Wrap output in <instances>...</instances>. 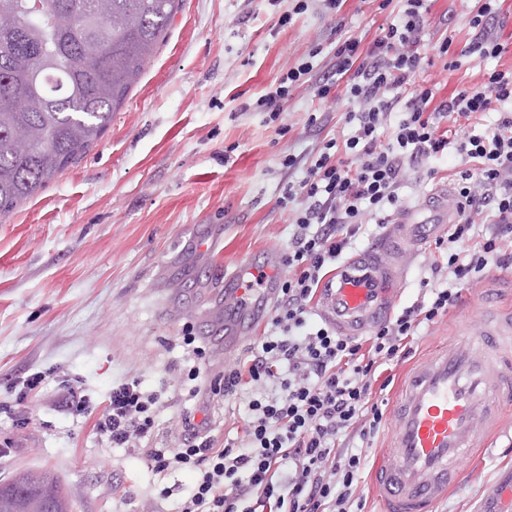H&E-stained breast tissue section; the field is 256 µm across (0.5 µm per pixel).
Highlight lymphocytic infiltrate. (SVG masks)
Returning <instances> with one entry per match:
<instances>
[{
    "instance_id": "1",
    "label": "lymphocytic infiltrate",
    "mask_w": 512,
    "mask_h": 512,
    "mask_svg": "<svg viewBox=\"0 0 512 512\" xmlns=\"http://www.w3.org/2000/svg\"><path fill=\"white\" fill-rule=\"evenodd\" d=\"M396 23L361 49L357 39L338 44L333 64L351 105L353 125L344 141L316 144L307 157L282 156V168L304 167L286 183L277 207L291 209L293 234L270 308V327L250 345L251 357L225 369L210 384L191 367L188 400L177 447L152 444L163 393L140 378L124 377L106 392L94 423L96 437L115 448L147 443L157 470L194 475L179 512H352L366 465L362 444L378 434L384 412L373 402L378 369L404 360L414 336L448 315L463 288L497 270L512 268V63L501 62L499 19L504 0H483L468 25L474 38L461 56L496 58L482 83L443 98L423 74L433 58H447L450 41L427 38L429 0H399ZM435 55H422L423 46ZM312 59L279 77L260 102L280 112L293 88L312 83L316 98L332 89L312 82ZM396 123H389L391 114ZM455 149L463 158L451 186L460 214L436 245L444 261L425 268V299L414 301L352 338L311 319L312 302L326 276L346 258L367 220L389 223L405 203L408 166ZM251 391L245 444L216 447L204 394L235 398Z\"/></svg>"
}]
</instances>
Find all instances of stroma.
Instances as JSON below:
<instances>
[{
    "label": "stroma",
    "mask_w": 512,
    "mask_h": 512,
    "mask_svg": "<svg viewBox=\"0 0 512 512\" xmlns=\"http://www.w3.org/2000/svg\"><path fill=\"white\" fill-rule=\"evenodd\" d=\"M183 0L167 38L139 84L88 153L37 195L0 217V399L28 418L20 427L0 414V481L27 468L55 473L74 503L73 512H177L193 483L186 470L154 473L139 448L98 443L95 418L73 412L66 383L81 386L92 403L113 380L141 378L165 387L156 418L159 441L175 443L185 409L189 367L177 338L192 328L210 339L200 364L204 380L234 365L217 336L214 311L224 307L222 273L242 262L263 263L283 254L291 233L288 213L276 200L285 180L303 170H281L278 158L305 154L320 141L341 136L349 103L342 87L327 99L309 85L294 89L277 120L255 102L280 75L318 50L313 78H330L338 41L370 45L381 24L396 20L397 0L378 9L375 0H345L337 14L307 0ZM481 0H432L431 41L449 40V60L473 36L467 22ZM459 68L435 62L426 75L448 94L482 81L494 60L469 58ZM321 122L308 126L309 113ZM456 151L416 164L418 184L406 192L407 211L429 214L446 180L430 170L460 165ZM218 237L220 261L195 252L197 240ZM405 269L397 307L421 289V270L439 261L434 241L418 245ZM512 308V272L489 274L463 289L448 317L425 329L410 356L394 367L393 382L374 391L390 411L405 373L434 350L471 349L482 322L479 303L489 291ZM48 372L39 396L19 398L12 386L33 370ZM215 440L242 438L244 400L211 399ZM389 423L365 448L367 466L358 492L364 512H380L373 469L386 457ZM435 512H512V404L489 448L462 464L457 485Z\"/></svg>",
    "instance_id": "stroma-1"
}]
</instances>
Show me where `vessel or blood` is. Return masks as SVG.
<instances>
[{
    "instance_id": "1",
    "label": "vessel or blood",
    "mask_w": 512,
    "mask_h": 512,
    "mask_svg": "<svg viewBox=\"0 0 512 512\" xmlns=\"http://www.w3.org/2000/svg\"><path fill=\"white\" fill-rule=\"evenodd\" d=\"M433 224L405 216L388 237L389 259L366 251L348 258L331 277L318 312L344 336H359L389 317L397 276L407 252L426 242L433 228L457 223L455 210L438 205ZM276 261L264 268L244 262L224 276L235 304L224 313V351L234 353L274 295ZM479 352L440 348L410 369L394 406L388 462L374 472L383 512H432L456 482L469 452L487 447L512 401V311L487 308Z\"/></svg>"
}]
</instances>
